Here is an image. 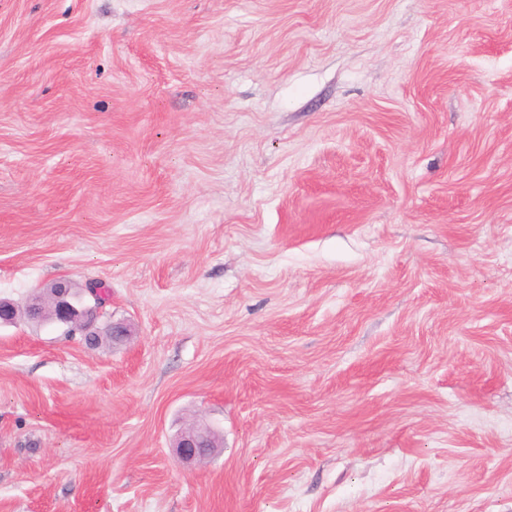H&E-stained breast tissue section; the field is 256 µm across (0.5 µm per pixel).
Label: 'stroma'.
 <instances>
[{
  "label": "stroma",
  "instance_id": "35a3bbf8",
  "mask_svg": "<svg viewBox=\"0 0 512 512\" xmlns=\"http://www.w3.org/2000/svg\"><path fill=\"white\" fill-rule=\"evenodd\" d=\"M60 279L131 334L0 326V512H512V0H0ZM213 433L207 426H192L182 432L176 445L178 458L183 462H204L212 454Z\"/></svg>",
  "mask_w": 512,
  "mask_h": 512
}]
</instances>
